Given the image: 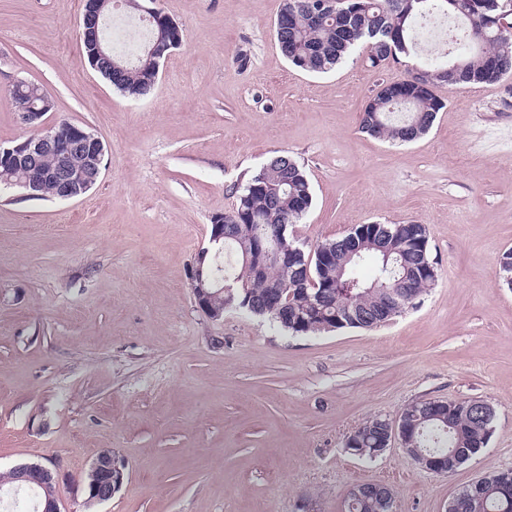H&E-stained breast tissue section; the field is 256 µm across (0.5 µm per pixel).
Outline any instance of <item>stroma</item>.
Returning a JSON list of instances; mask_svg holds the SVG:
<instances>
[{
	"label": "stroma",
	"instance_id": "1",
	"mask_svg": "<svg viewBox=\"0 0 512 512\" xmlns=\"http://www.w3.org/2000/svg\"><path fill=\"white\" fill-rule=\"evenodd\" d=\"M282 0H157L183 33L151 92L130 99L80 60L81 0H0V145L32 136L10 96L39 85L44 127L78 124L107 145L96 186L72 200L0 189V471L59 474L61 512H342L383 482L396 512H445L476 478L512 469V77L453 92L419 140L393 145L359 116L403 65L359 57L326 74L290 65ZM247 56L240 66L239 56ZM303 164L312 249L361 224L425 225L437 278L414 308L366 330L294 335L239 310L214 319L189 273L213 216L275 153ZM479 400L489 442L454 473L401 447L346 451L368 417L410 403ZM126 464L86 508L102 450ZM11 470L22 474V479L36 482L44 485L45 483L57 484L59 480L58 473L51 469L34 462H23L14 465ZM350 492L358 498H364L378 492L382 495L380 503L384 509H388L394 503L392 488L384 483H359L353 486Z\"/></svg>",
	"mask_w": 512,
	"mask_h": 512
}]
</instances>
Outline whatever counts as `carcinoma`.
<instances>
[{"label": "carcinoma", "instance_id": "1", "mask_svg": "<svg viewBox=\"0 0 512 512\" xmlns=\"http://www.w3.org/2000/svg\"><path fill=\"white\" fill-rule=\"evenodd\" d=\"M321 0H283L275 22V34L288 62L309 73H326L345 62L354 52L371 68L400 59H418L422 40L418 26L432 18L455 23L448 34L451 50L443 60L425 64L433 73L423 79L409 67L403 77L384 83L360 114L359 129L373 138L395 143L412 142L425 135L445 107L434 88L448 90L490 85L512 74V38L503 39L489 26L491 18L512 10V0H341L336 8L317 9ZM112 86L136 99L150 93L153 85L130 68L113 76ZM42 90H14L11 98L18 111L30 105L47 104ZM313 203L310 180L304 167L286 153L273 156L252 174L241 188L235 207L224 213L228 238L224 251L236 257V267L224 269L233 285L232 299L221 295L216 308H238L267 317L292 334H318L342 328L372 329L378 326L385 297L404 288L398 312L416 305L436 281V274L419 271L416 242H428L423 224H361L342 238L318 248L327 255H303L308 271L294 272L277 264L257 270L244 258L256 236L267 238L280 224H297ZM373 264L365 279L361 268ZM411 426L409 439L422 452L443 459L442 474L456 470L480 452L487 421L464 401L446 419L429 415L416 402L403 409ZM494 473L487 481L457 491L448 502V512H512V497L503 494L501 479Z\"/></svg>", "mask_w": 512, "mask_h": 512}]
</instances>
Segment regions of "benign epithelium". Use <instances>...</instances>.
<instances>
[{"instance_id": "1", "label": "benign epithelium", "mask_w": 512, "mask_h": 512, "mask_svg": "<svg viewBox=\"0 0 512 512\" xmlns=\"http://www.w3.org/2000/svg\"><path fill=\"white\" fill-rule=\"evenodd\" d=\"M127 0H82L81 33L80 36L86 46V54L81 60L88 62L94 69L110 76L112 75V45L106 40L105 27L112 12L125 9ZM138 19L150 27L151 38L142 47L141 52L146 54L147 62L141 67L147 80L156 83L160 69L168 56L182 44L181 38L169 36L172 29H179L178 24L169 16L163 14L158 8L137 5ZM22 122L39 133L11 147L0 146V181L7 182L6 174L10 169L27 164L32 167L31 177L22 187L27 196L34 197L46 183L56 187V197L62 200L78 198L91 190L98 182L103 168V161L107 147L103 140L83 126L72 124L66 135L62 136L54 129H41L42 112L35 107L20 113ZM51 153L58 159V163L51 169H41L36 166L38 157ZM84 158V165L74 168L68 164V159L75 155ZM215 253H220L224 246V216L213 219L209 239ZM210 248V249H212ZM210 249L203 248L197 255L196 266L192 267L190 286L197 305L208 316L219 319L223 316L221 311L213 307V299L221 292L227 290L228 285L224 278L206 266V259ZM260 255L257 268L261 269L268 261L276 262L282 266L293 267L303 261L302 251L298 249L281 250L277 239L271 240V245L259 242ZM383 438L378 449L373 451L376 457L394 444L402 446L403 451L413 461H419L420 452L416 448H409L407 440V419L400 414L395 419L385 418L380 421ZM12 470L22 474V478L38 484L58 483V473L34 462L18 463ZM126 466L116 456L99 455L89 469L96 479L84 486L86 494L85 503H104L112 499L125 480ZM375 492L381 494L382 508L387 509L394 503L392 488L384 483H359L351 489V493L364 498Z\"/></svg>"}]
</instances>
